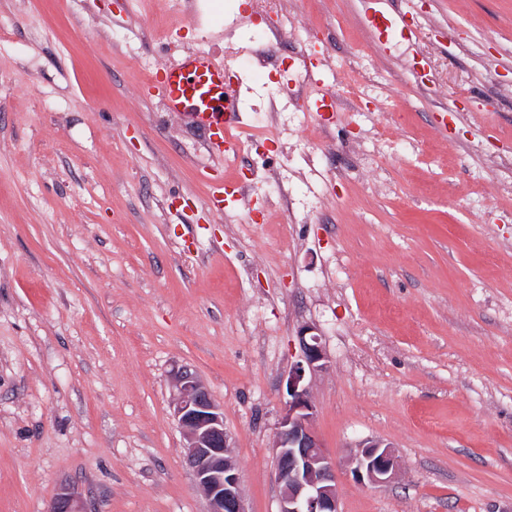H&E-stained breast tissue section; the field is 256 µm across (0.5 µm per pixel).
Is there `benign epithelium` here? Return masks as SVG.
I'll return each instance as SVG.
<instances>
[{"instance_id":"obj_1","label":"benign epithelium","mask_w":512,"mask_h":512,"mask_svg":"<svg viewBox=\"0 0 512 512\" xmlns=\"http://www.w3.org/2000/svg\"><path fill=\"white\" fill-rule=\"evenodd\" d=\"M301 358L288 373L287 398L274 434L271 452L275 478L282 492L278 512H341L337 463L313 428L315 405L311 378L325 370L329 360L315 326L298 333ZM172 416L187 448V463L197 487L208 502V512H246L239 464L224 428V412L205 383L187 367L171 376ZM399 468L392 446L374 439L359 442L346 460V473L363 485L393 481ZM50 512H84L74 489L64 486Z\"/></svg>"}]
</instances>
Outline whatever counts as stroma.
Returning a JSON list of instances; mask_svg holds the SVG:
<instances>
[{"instance_id": "1", "label": "stroma", "mask_w": 512, "mask_h": 512, "mask_svg": "<svg viewBox=\"0 0 512 512\" xmlns=\"http://www.w3.org/2000/svg\"><path fill=\"white\" fill-rule=\"evenodd\" d=\"M251 2L0 0V512L65 485L88 512H208L183 366L247 512H278L306 325L323 446L400 462L381 487L339 472L341 512H512V0H399L417 42L387 52L364 0H281L302 43ZM197 50L241 82L237 154L147 85ZM205 172L248 176L238 207L207 209ZM172 416L187 448V463L208 512H247L244 508L239 464L224 428V412L205 383L190 368L171 376Z\"/></svg>"}]
</instances>
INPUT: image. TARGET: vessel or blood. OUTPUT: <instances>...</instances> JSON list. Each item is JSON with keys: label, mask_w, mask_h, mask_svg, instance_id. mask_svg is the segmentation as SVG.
<instances>
[{"label": "vessel or blood", "mask_w": 512, "mask_h": 512, "mask_svg": "<svg viewBox=\"0 0 512 512\" xmlns=\"http://www.w3.org/2000/svg\"><path fill=\"white\" fill-rule=\"evenodd\" d=\"M391 0H368L366 24L378 34L381 46H390V33H398L407 43H414L416 34L405 12L392 9ZM168 111L177 113L207 133L208 150L236 152V132L242 124L240 88L228 75L223 64L209 53L195 52L176 64L162 67L154 85ZM243 198L240 181L219 180L209 185L206 207L217 214Z\"/></svg>", "instance_id": "obj_1"}]
</instances>
